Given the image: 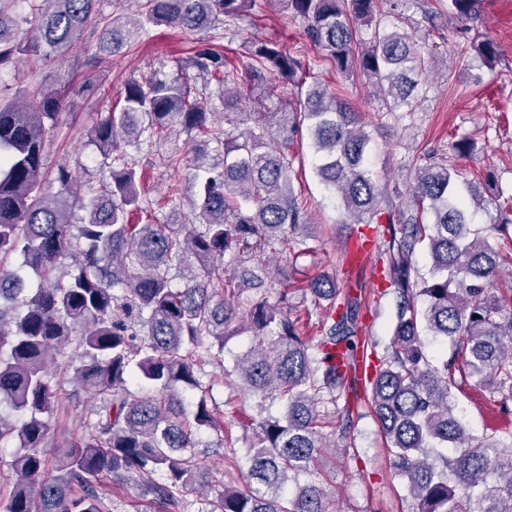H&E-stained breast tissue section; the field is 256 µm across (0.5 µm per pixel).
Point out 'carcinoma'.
Segmentation results:
<instances>
[{
	"label": "carcinoma",
	"instance_id": "1",
	"mask_svg": "<svg viewBox=\"0 0 512 512\" xmlns=\"http://www.w3.org/2000/svg\"><path fill=\"white\" fill-rule=\"evenodd\" d=\"M29 4L22 16L9 12ZM98 0H0V77L21 56H64L85 32H98L97 48L118 54L152 37L160 26L201 31L218 21L232 26L260 0H134L138 17L105 18ZM307 23L321 61L338 72L361 73L381 101L382 117L396 125L426 97V74L437 49L386 26L377 0H281ZM478 0H448V17L473 18ZM25 24L30 40L9 30ZM493 66L497 50L475 39L462 48ZM240 65L218 50L197 51L177 69H193L223 88L224 122L258 90L291 87L285 107L252 112L239 131L209 122L208 101L187 78L149 77L126 83L123 105L91 128L90 142L108 160L109 181L73 190L60 166L56 191L42 181L48 136L74 102L53 87L17 101L0 100V442H18L13 485L3 512H103L94 481L140 480L157 512H177L182 493L207 487L194 461L198 434L217 429V409L202 384L204 365L220 362L224 341L248 333L250 349L237 361L244 385L285 402L280 418L247 415L249 486L224 487L201 499L199 512H335L322 488L319 458L330 448L319 414L351 392L386 439L389 467L414 499L413 512H512V431L473 432L457 413L455 393L472 387L512 412V289L493 287L512 252L503 253L475 227L484 201L445 157L430 156L405 190L379 184L371 169V137L358 113L314 79L300 59L277 41L250 43ZM181 128L197 136L191 159L203 230L179 219L131 224L145 211L137 172L125 147L142 136ZM306 137L313 170L344 210L355 236L376 229L384 262V294L395 305L392 341L382 357L358 323L361 284H340L319 274L305 280L321 310L319 334L307 336L293 308L252 295L264 280L288 284L292 276L267 252L304 235L307 216L292 191V159L274 143ZM224 147L221 161L209 146ZM497 206L492 232L512 243V194ZM86 216L78 218L75 209ZM425 245L429 270L415 261ZM258 254L230 296L226 255ZM22 259L19 267L11 256ZM36 275L35 290L24 272ZM185 272L182 284L173 272ZM425 299L418 306L419 298ZM443 337L449 354L428 356L423 337ZM75 346V380L102 405L87 436L68 444L57 466L41 452L50 418L77 394L51 381L56 356ZM154 387L151 396L127 388L133 371ZM194 399L186 411L185 396ZM350 407L338 416L345 448L354 447ZM307 476L287 494L285 486Z\"/></svg>",
	"mask_w": 512,
	"mask_h": 512
}]
</instances>
